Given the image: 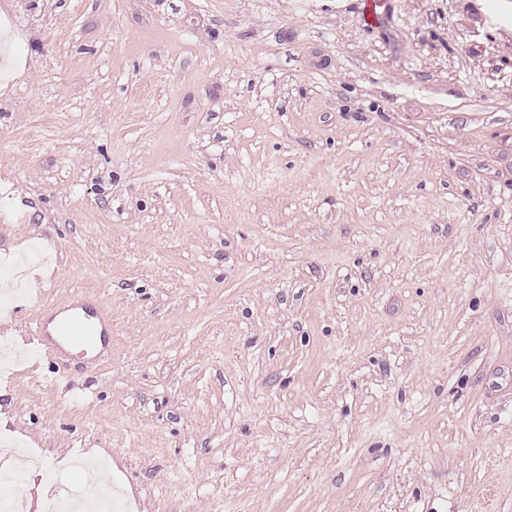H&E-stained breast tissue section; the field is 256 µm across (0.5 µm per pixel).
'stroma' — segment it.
<instances>
[{
  "label": "stroma",
  "instance_id": "obj_1",
  "mask_svg": "<svg viewBox=\"0 0 512 512\" xmlns=\"http://www.w3.org/2000/svg\"><path fill=\"white\" fill-rule=\"evenodd\" d=\"M0 0V494L512 512L500 0ZM92 365L25 332L76 292Z\"/></svg>",
  "mask_w": 512,
  "mask_h": 512
}]
</instances>
